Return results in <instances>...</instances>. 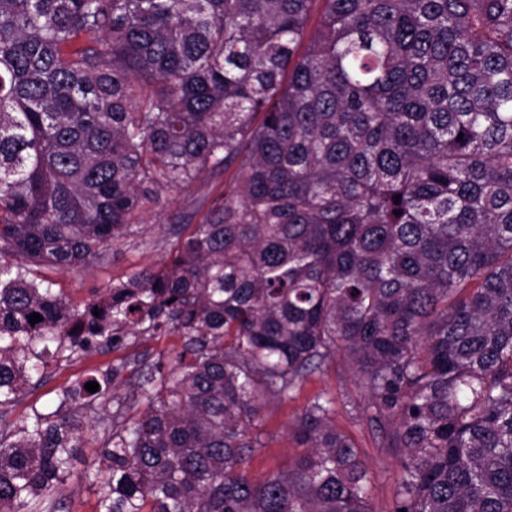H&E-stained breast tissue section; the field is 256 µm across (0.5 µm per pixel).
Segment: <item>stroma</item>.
<instances>
[{"mask_svg":"<svg viewBox=\"0 0 512 512\" xmlns=\"http://www.w3.org/2000/svg\"><path fill=\"white\" fill-rule=\"evenodd\" d=\"M223 198V177H203L185 190L167 194L158 208L143 214L140 223L132 226L127 238L113 244L87 267L69 272L44 267L39 276L52 282L74 306H84L95 291L126 280L133 271L163 267L171 259L177 229L185 223L187 214L200 204L208 205ZM182 344V337L174 333L126 336L114 346L93 347L71 358L52 362L42 380L27 388L10 407L8 420L19 422L34 407L54 411L57 396L64 387L77 378L108 371L114 374L112 386L116 393L133 397L129 414L137 416L143 409L142 403L135 400L139 371L180 349ZM320 395L334 399L332 425L352 439L370 467L373 478L371 512H390L403 455L399 449L387 447L379 428L353 412V405L363 404L366 396L349 362L342 356L335 357L321 372L309 375L289 397H274L265 404L258 421L263 445L255 450L247 463L251 480L256 483L265 481L299 454L291 423ZM113 411L112 405L99 404L94 410L76 413V420L84 425L83 456L77 462L73 476L53 495L59 512H96L95 490L85 475L97 467L104 444L96 421L111 417Z\"/></svg>","mask_w":512,"mask_h":512,"instance_id":"35a3bbf8","label":"stroma"}]
</instances>
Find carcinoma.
Masks as SVG:
<instances>
[{
  "instance_id": "cac0c4a2",
  "label": "carcinoma",
  "mask_w": 512,
  "mask_h": 512,
  "mask_svg": "<svg viewBox=\"0 0 512 512\" xmlns=\"http://www.w3.org/2000/svg\"><path fill=\"white\" fill-rule=\"evenodd\" d=\"M228 172L164 268L81 311L34 276ZM164 332L138 418L102 374L3 424L0 512L57 508L62 412L97 401L98 512H369L330 398L246 474L267 398L341 351L404 456L392 512H512V0H0V416L50 359Z\"/></svg>"
}]
</instances>
